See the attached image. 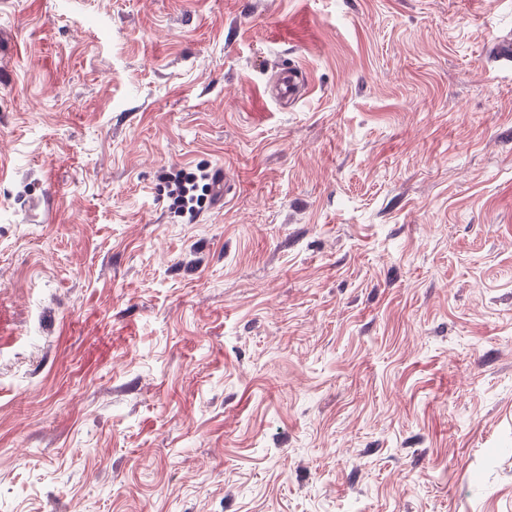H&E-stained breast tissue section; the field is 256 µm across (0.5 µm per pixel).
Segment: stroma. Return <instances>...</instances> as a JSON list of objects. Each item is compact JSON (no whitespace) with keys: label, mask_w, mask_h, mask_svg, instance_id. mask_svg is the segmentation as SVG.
<instances>
[{"label":"stroma","mask_w":512,"mask_h":512,"mask_svg":"<svg viewBox=\"0 0 512 512\" xmlns=\"http://www.w3.org/2000/svg\"><path fill=\"white\" fill-rule=\"evenodd\" d=\"M502 37L512 0H0V512H512ZM182 169L227 196L174 212ZM298 74L299 71L295 67L282 68L273 88L277 99L288 102L296 98L298 94Z\"/></svg>","instance_id":"stroma-1"}]
</instances>
